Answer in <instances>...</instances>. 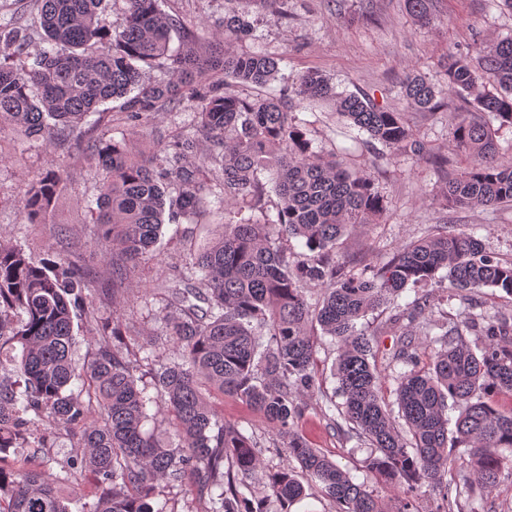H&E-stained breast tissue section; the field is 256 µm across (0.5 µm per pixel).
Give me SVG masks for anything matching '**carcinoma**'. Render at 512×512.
<instances>
[{
    "label": "carcinoma",
    "mask_w": 512,
    "mask_h": 512,
    "mask_svg": "<svg viewBox=\"0 0 512 512\" xmlns=\"http://www.w3.org/2000/svg\"><path fill=\"white\" fill-rule=\"evenodd\" d=\"M105 0H38L42 47L28 52L31 35L15 24L0 33V130L21 128L48 144L75 137L85 118L118 103L127 121L147 126L175 106L195 114V133L148 153H134L114 138L86 140L81 151L101 175L88 205L101 234L97 245L116 251L112 287H97L90 274L54 255L39 260L0 241V512H70L59 485L81 473L93 476V500L81 512H174L158 503L162 483H189L210 497L211 512H267L264 499L247 496V481L266 496L289 503L304 488L293 471L262 466L250 437L216 413L202 393L207 385L263 414L287 440L285 452L336 503V512H386L374 491L299 433L302 400L321 389L314 371L308 325L316 322L337 345L336 379L343 402L332 419L347 438L367 444L366 468L403 488L396 512H419L423 492L435 495L430 512H464V504L491 494L512 478V410L496 399L512 394V322L497 315L431 335L435 324L427 294L406 309L392 359L398 414L383 401L382 376L369 337L357 321L397 297L408 285L426 284L444 270L461 292L499 288L512 294V262L485 252L472 233L443 225L399 250L376 270L336 261V240L371 223L382 199L369 175L311 148L292 114L294 105L331 100L350 125L396 155L421 157L423 143L402 113L370 97L338 93L321 73L299 76L278 96L242 98L225 91L230 81L266 86L278 79L280 60L242 48L258 40L246 15L224 13V36L207 52L191 43L171 48L181 21L158 0H125V23L112 26ZM410 14L426 23L431 0H407ZM162 68L150 78L147 68ZM453 92L472 99L451 125L457 150L469 166L448 181L451 207L512 204V164L496 161L490 114L512 127V38L483 41L470 52H450L444 84L418 75L402 85L407 103L423 111ZM205 152H200V142ZM221 178L224 202L237 219L193 255L163 285L161 320L173 344L140 359L115 349L117 322H98L91 291L117 292L128 264L156 250L166 222L206 210V180ZM62 171L31 182L19 200L28 224L44 223L62 193ZM279 198L275 218L254 219L266 183ZM250 215L243 216L244 212ZM286 237L304 240L307 252L288 255ZM321 291L314 305L312 288ZM95 323L91 357L75 360L74 320ZM482 336L471 345L464 331ZM150 375L163 402L160 414L179 443L144 430ZM82 382L80 393L69 391ZM99 417L88 420L92 408ZM455 408V421L448 409ZM454 428H449V424ZM65 434L80 451L51 473L43 449ZM29 448L24 466L11 456Z\"/></svg>",
    "instance_id": "1"
}]
</instances>
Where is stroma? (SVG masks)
I'll list each match as a JSON object with an SVG mask.
<instances>
[{"label": "stroma", "mask_w": 512, "mask_h": 512, "mask_svg": "<svg viewBox=\"0 0 512 512\" xmlns=\"http://www.w3.org/2000/svg\"><path fill=\"white\" fill-rule=\"evenodd\" d=\"M160 7L179 17L182 36L194 39L204 52L229 3L160 0ZM237 7L261 34L260 49L282 60L281 80L266 91L279 93L285 80L306 71L320 72L337 91L364 93L378 106L403 113L431 154L444 160L439 166L432 161L390 156L366 133L344 125L331 102L295 108L294 114L313 150L325 156L336 155L351 168L366 171L383 199L384 210L375 223L337 240L339 261L380 267L405 245L442 224L474 231L485 251L501 260H512L511 205L447 208L441 203L448 179L466 165L450 138L451 116L464 109L461 98L444 94L437 108L422 112L408 108L401 94V83L411 73L434 83L443 82V62L449 49L463 51L477 40L512 37V12L492 6L490 0H433L432 20L422 25L413 20L406 0H277L273 5L267 0H239ZM192 120L191 110L182 107L157 114L146 128L123 122L118 112L93 113L84 121L82 136L121 135L129 149L139 151L173 141ZM56 170L66 175L62 197L51 207L45 223H24L18 209L22 191L36 175ZM98 185L94 167L81 156L75 142L49 146L16 128L0 131V239L20 244L35 256L60 254L108 284L112 281V258L97 247L99 227L92 224L86 209L87 202L96 198ZM221 192L219 178L209 177V206L198 222L185 219L166 226L157 256L131 268L115 298L94 296L101 319H118L128 350L147 341L160 349L170 347L171 339L158 319L163 304L159 285L189 254L207 248L223 233L229 209L221 202ZM424 289L433 299L429 317L444 329L460 325L470 315L512 318V296L498 288L474 290L469 305L463 304L448 278L432 280ZM418 291L407 286L394 301L358 323L359 329L373 339L376 361L382 370L383 394L390 403L395 400V383L388 362L397 338L388 324ZM313 340L322 385L320 393L305 398L299 431L311 447L336 461L354 482L373 489L388 512H394L399 488L376 482L364 466L369 454L365 444L337 433L327 417L329 406L341 401L333 376L337 351L333 340L322 333H315ZM209 399L219 417L237 423L246 435L255 438L265 468L294 467V460L282 449L281 437L263 415L238 399L216 392L210 393Z\"/></svg>", "instance_id": "35a3bbf8"}]
</instances>
